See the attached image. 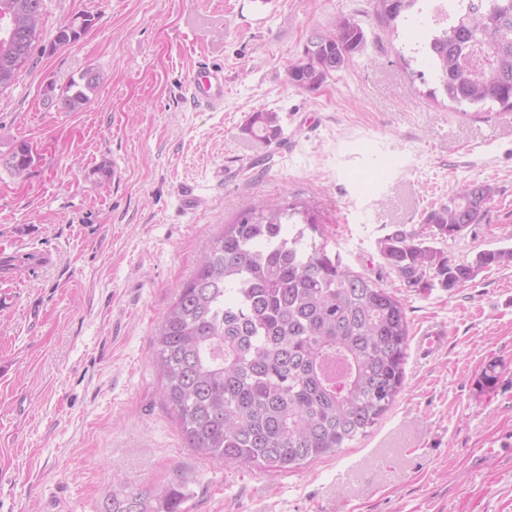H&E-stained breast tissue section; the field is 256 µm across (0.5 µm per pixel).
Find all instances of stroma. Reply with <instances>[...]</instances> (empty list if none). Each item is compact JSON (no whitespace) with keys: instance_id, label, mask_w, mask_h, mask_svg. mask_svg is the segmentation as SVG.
I'll return each instance as SVG.
<instances>
[{"instance_id":"1","label":"stroma","mask_w":512,"mask_h":512,"mask_svg":"<svg viewBox=\"0 0 512 512\" xmlns=\"http://www.w3.org/2000/svg\"><path fill=\"white\" fill-rule=\"evenodd\" d=\"M88 13L77 43L58 27ZM349 14L366 44L321 88L287 70ZM30 65L0 93V154L30 143L25 181L0 166V512H103L118 490L183 487V512H512V263L452 288H410L379 242L448 191L495 193L437 241L451 263L512 248V112L428 97L421 22L389 34L374 0H43ZM203 67L224 105L186 99ZM98 75L89 105L57 101ZM277 110L283 134L245 126ZM114 165L104 177L100 164ZM260 198L308 200L329 253L394 292L411 344L404 388L365 438L302 469H243L187 447L159 392L153 338L213 235ZM433 324L448 340L424 356ZM494 368V389L482 374Z\"/></svg>"}]
</instances>
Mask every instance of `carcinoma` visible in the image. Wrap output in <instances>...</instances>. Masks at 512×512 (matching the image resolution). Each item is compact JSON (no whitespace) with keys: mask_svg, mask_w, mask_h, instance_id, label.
<instances>
[{"mask_svg":"<svg viewBox=\"0 0 512 512\" xmlns=\"http://www.w3.org/2000/svg\"><path fill=\"white\" fill-rule=\"evenodd\" d=\"M43 0H0V89L32 59ZM395 33L423 13L422 0H375ZM81 14L58 28L55 43H77L93 26ZM424 50L442 94L476 112L512 111V0H439ZM365 45L350 16L308 40L287 70L288 83L319 89ZM98 77L71 80L60 109L86 106ZM246 131L277 141L281 117L252 114ZM33 147L15 144L3 166L24 180ZM494 194L487 183L448 190V201L419 226H397L380 240L390 268L410 288H453L474 268L512 262V249L453 264L431 239L460 236L478 223ZM305 202L261 199L244 205L213 237L194 277L169 308L155 338L160 394L188 447L243 468L293 471L366 436L403 390L409 348L405 307L369 277L330 257ZM186 495L171 487L156 501L114 492L105 512H182Z\"/></svg>","mask_w":512,"mask_h":512,"instance_id":"obj_1","label":"carcinoma"}]
</instances>
